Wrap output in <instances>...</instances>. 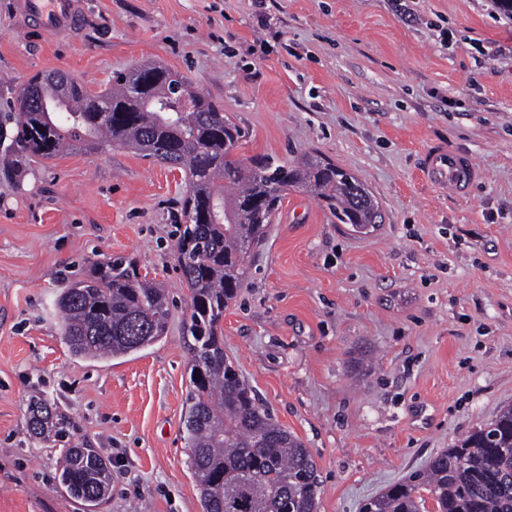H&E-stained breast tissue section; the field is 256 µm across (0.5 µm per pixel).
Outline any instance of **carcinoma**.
I'll return each instance as SVG.
<instances>
[{
    "mask_svg": "<svg viewBox=\"0 0 512 512\" xmlns=\"http://www.w3.org/2000/svg\"><path fill=\"white\" fill-rule=\"evenodd\" d=\"M243 138L244 130L184 76L155 63L118 74L100 93L63 72L36 76L20 87L10 111L0 112V157L10 178L36 156L108 146L183 171L189 195L177 219L178 262L191 292L184 333L192 360L183 433L203 512H318L312 453L259 403L224 357L218 330L286 191L315 194L338 223L359 233L382 223V214L352 172L311 152L283 163L240 159ZM55 308L72 355L84 359L126 356L167 333L164 290L123 257L93 264L61 289ZM28 411L35 436L65 437L45 400H32ZM58 483L89 509L108 497L111 472L99 453L74 446ZM429 500L433 512H512V405L365 500L360 512H428Z\"/></svg>",
    "mask_w": 512,
    "mask_h": 512,
    "instance_id": "1",
    "label": "carcinoma"
}]
</instances>
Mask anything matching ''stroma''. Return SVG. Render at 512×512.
I'll use <instances>...</instances> for the list:
<instances>
[{"label":"stroma","mask_w":512,"mask_h":512,"mask_svg":"<svg viewBox=\"0 0 512 512\" xmlns=\"http://www.w3.org/2000/svg\"><path fill=\"white\" fill-rule=\"evenodd\" d=\"M75 32L22 29L0 0V111L38 73L95 92L161 63L246 132L238 157L306 151L353 172L382 224L337 223L288 191L220 324L224 352L310 449L319 512H359L512 404V16L498 0H80ZM443 142L483 178L436 189ZM182 171L129 150L33 159L0 177V512H84L57 482L68 446L112 473L100 512H203L182 421L190 293L177 265ZM160 281L158 342L75 357L54 301L106 257ZM69 421L43 440L27 407Z\"/></svg>","instance_id":"1"}]
</instances>
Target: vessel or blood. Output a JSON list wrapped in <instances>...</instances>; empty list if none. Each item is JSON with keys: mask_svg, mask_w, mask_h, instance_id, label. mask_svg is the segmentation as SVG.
<instances>
[{"mask_svg": "<svg viewBox=\"0 0 512 512\" xmlns=\"http://www.w3.org/2000/svg\"><path fill=\"white\" fill-rule=\"evenodd\" d=\"M25 28L63 33L79 23L78 0H19ZM425 179L441 190L456 195L465 193L481 172L471 158L444 144L429 148L421 160Z\"/></svg>", "mask_w": 512, "mask_h": 512, "instance_id": "vessel-or-blood-1", "label": "vessel or blood"}]
</instances>
